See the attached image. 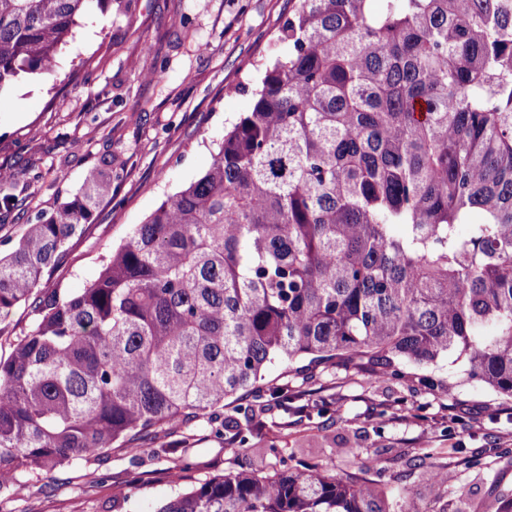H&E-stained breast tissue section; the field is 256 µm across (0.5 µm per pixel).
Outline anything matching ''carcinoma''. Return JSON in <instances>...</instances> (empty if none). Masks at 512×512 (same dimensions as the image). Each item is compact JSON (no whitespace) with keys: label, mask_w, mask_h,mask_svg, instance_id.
Listing matches in <instances>:
<instances>
[{"label":"carcinoma","mask_w":512,"mask_h":512,"mask_svg":"<svg viewBox=\"0 0 512 512\" xmlns=\"http://www.w3.org/2000/svg\"><path fill=\"white\" fill-rule=\"evenodd\" d=\"M89 2L0 0V91L50 73ZM279 40L206 172L81 291L37 296L0 358L1 488L259 397L275 362L413 364L431 389L456 354L512 398V0H297ZM110 165L0 257V320L67 263ZM351 455L232 468L156 512H420Z\"/></svg>","instance_id":"obj_1"}]
</instances>
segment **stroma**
<instances>
[{
	"label": "stroma",
	"instance_id": "35a3bbf8",
	"mask_svg": "<svg viewBox=\"0 0 512 512\" xmlns=\"http://www.w3.org/2000/svg\"><path fill=\"white\" fill-rule=\"evenodd\" d=\"M293 0H110L91 5L62 46L51 74L24 75L0 92V171L19 209L0 212V253L27 224L77 194L87 172L111 158V196L100 200L53 279L77 291L102 260L162 202L209 167L230 121L249 111L261 64L288 53L279 29ZM33 301L0 320V356L34 326ZM465 359L433 371L440 389L420 386L415 368L376 383L369 367L274 364L266 385L287 388L325 413L304 416L280 399L238 393L222 419L163 430L149 450L110 448L55 471L24 476L0 492V512H156L175 492L223 474L238 460L284 469L300 461L343 474L347 449L375 461L389 494L405 490L423 512H486L512 494V399L469 379ZM250 431L245 449L224 441L223 421ZM456 475L457 491L434 495L421 473ZM180 482H173V472Z\"/></svg>",
	"mask_w": 512,
	"mask_h": 512
}]
</instances>
